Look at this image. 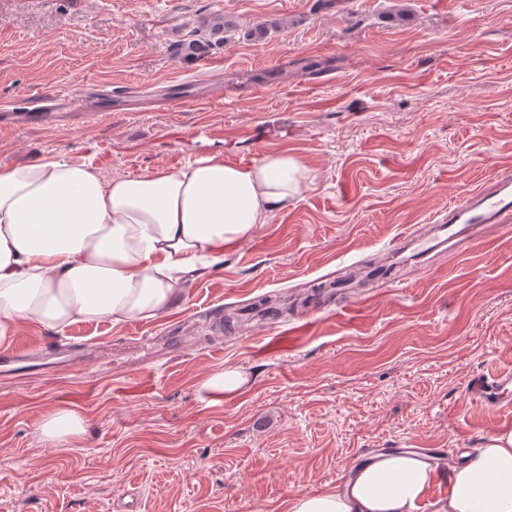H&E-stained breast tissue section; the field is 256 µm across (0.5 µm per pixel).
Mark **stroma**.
I'll return each instance as SVG.
<instances>
[{
    "label": "stroma",
    "instance_id": "stroma-1",
    "mask_svg": "<svg viewBox=\"0 0 512 512\" xmlns=\"http://www.w3.org/2000/svg\"><path fill=\"white\" fill-rule=\"evenodd\" d=\"M216 17L222 43L181 56ZM57 92L70 114L0 128V167L145 178L285 150L308 177L169 314L22 323L12 349L37 358L0 366V512H122L134 494L139 512H288L364 449L467 453L512 429V409L465 397L512 373V232L364 274L512 168V0H0V112ZM266 296L279 314H256ZM227 313L241 325L215 333ZM229 368L240 390L204 387ZM59 409L86 418L74 447L38 434Z\"/></svg>",
    "mask_w": 512,
    "mask_h": 512
}]
</instances>
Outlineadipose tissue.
I'll use <instances>...</instances> for the list:
<instances>
[{"label": "adipose tissue", "mask_w": 512, "mask_h": 512, "mask_svg": "<svg viewBox=\"0 0 512 512\" xmlns=\"http://www.w3.org/2000/svg\"><path fill=\"white\" fill-rule=\"evenodd\" d=\"M306 175L285 152L245 166L201 156L139 179L107 178L57 156L0 168V346L24 321L60 332L169 313L181 282L249 240ZM85 432L75 410L40 425L56 445ZM437 478L415 455H381L356 466L343 487L292 497L289 512H417ZM447 484L434 512H512V429L465 454Z\"/></svg>", "instance_id": "adipose-tissue-1"}]
</instances>
